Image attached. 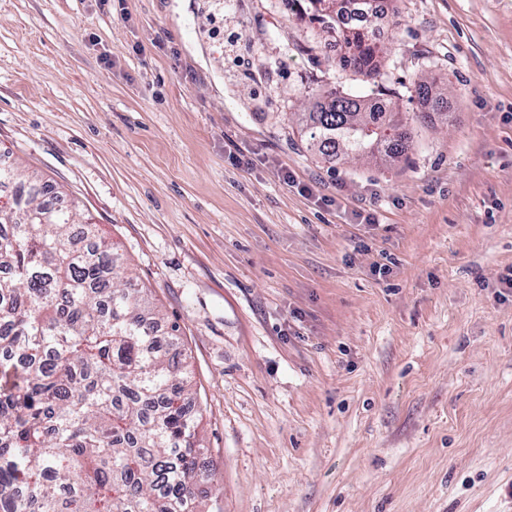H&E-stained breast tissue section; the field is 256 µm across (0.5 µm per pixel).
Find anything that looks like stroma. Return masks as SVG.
<instances>
[{"mask_svg":"<svg viewBox=\"0 0 512 512\" xmlns=\"http://www.w3.org/2000/svg\"><path fill=\"white\" fill-rule=\"evenodd\" d=\"M374 4L369 78L286 0H0V153L187 352L202 512H512V0ZM335 90L406 160L309 151Z\"/></svg>","mask_w":512,"mask_h":512,"instance_id":"stroma-1","label":"stroma"}]
</instances>
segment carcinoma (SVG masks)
<instances>
[{
  "instance_id": "carcinoma-1",
  "label": "carcinoma",
  "mask_w": 512,
  "mask_h": 512,
  "mask_svg": "<svg viewBox=\"0 0 512 512\" xmlns=\"http://www.w3.org/2000/svg\"><path fill=\"white\" fill-rule=\"evenodd\" d=\"M312 7V20L371 76L381 48L341 26L357 0ZM327 163L343 155L401 158L398 113L332 92L301 129ZM0 154V512H198L206 448L184 353L155 340L147 289L121 275L100 235L78 246L77 206Z\"/></svg>"
}]
</instances>
